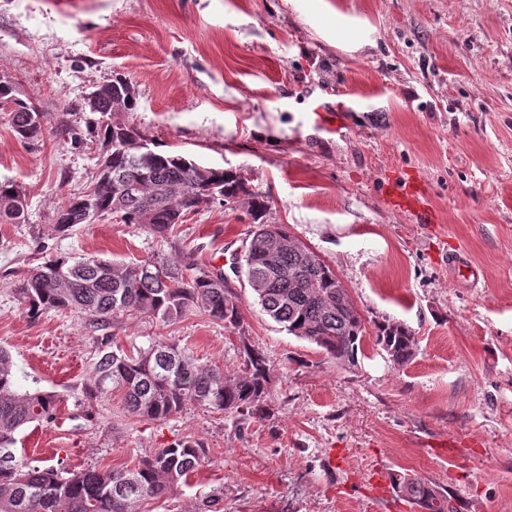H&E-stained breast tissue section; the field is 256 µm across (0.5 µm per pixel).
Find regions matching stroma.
<instances>
[{
	"mask_svg": "<svg viewBox=\"0 0 512 512\" xmlns=\"http://www.w3.org/2000/svg\"><path fill=\"white\" fill-rule=\"evenodd\" d=\"M132 112L113 122L206 166L236 172L336 273L365 323L356 365L341 364L270 319L234 271L245 206H201L159 237L110 216L68 235L51 218L96 175L100 142L71 149L56 131L115 74ZM49 115L31 149L0 117V181L26 194L0 224V346L16 387L57 395V418L15 435L38 465L131 467L191 437L210 464L140 512H196L212 489L222 512H414L377 473L443 489L459 512H512V0H0V77ZM351 113L330 134L313 106ZM416 178L440 221L428 232L388 202ZM194 253L222 264L241 333L196 313L170 323L129 316L124 350L156 338L232 377L244 345L271 365L269 418L190 406L167 420L127 413L120 392L82 387L102 332L78 313L31 317L11 271L41 254L119 263ZM458 253L481 273L459 276ZM400 323L415 357L395 365L378 324Z\"/></svg>",
	"mask_w": 512,
	"mask_h": 512,
	"instance_id": "stroma-1",
	"label": "stroma"
}]
</instances>
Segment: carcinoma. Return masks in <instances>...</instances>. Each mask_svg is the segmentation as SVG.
<instances>
[{
    "instance_id": "1",
    "label": "carcinoma",
    "mask_w": 512,
    "mask_h": 512,
    "mask_svg": "<svg viewBox=\"0 0 512 512\" xmlns=\"http://www.w3.org/2000/svg\"><path fill=\"white\" fill-rule=\"evenodd\" d=\"M111 108L112 93L107 92L84 118L85 126L60 129L64 142L74 148L90 134L106 150L89 189L68 198L53 215L54 230L68 234L91 223L95 214L116 215L126 224L168 236L201 205L217 202L233 209L247 196L250 231L240 273L262 311L337 361L355 363L365 332L361 314L330 266L286 225L268 222L265 197L250 193L231 170L202 168L192 159L157 150L153 142L149 156L136 154L130 144L145 136L134 127L107 123ZM0 114L8 117L21 142L34 148L42 141L47 115L20 98L11 83L0 86ZM126 183L137 188L118 196ZM25 208L18 185L1 181L0 223L22 218ZM14 292L33 317L49 310L78 312L95 330L108 329L127 315L169 323L198 312L228 328L241 327L238 296L224 273L197 270L190 254L179 261L120 266L95 256L72 263L49 257L22 271ZM376 340L399 366L415 356V336L402 324L378 326ZM242 353V373L230 380L162 339L135 354L118 345L111 350L106 342L83 392L92 402L110 387L120 390L130 415L156 421L189 405L245 419L266 418L271 414V366L263 352L247 344ZM57 404L50 393L18 392L12 354L0 346V512H138L142 502L173 493L180 480L208 463L203 443L188 439L157 449L132 468L112 470L89 465L64 473L7 452L25 425L53 422ZM395 488L429 512H457L447 495L417 477L399 475ZM223 499L224 489L211 491L201 499L198 512H220Z\"/></svg>"
}]
</instances>
